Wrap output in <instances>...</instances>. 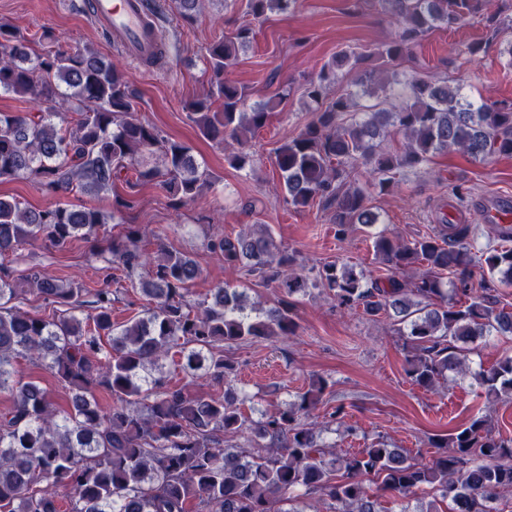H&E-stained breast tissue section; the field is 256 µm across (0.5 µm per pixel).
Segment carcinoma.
<instances>
[{
    "instance_id": "obj_1",
    "label": "carcinoma",
    "mask_w": 512,
    "mask_h": 512,
    "mask_svg": "<svg viewBox=\"0 0 512 512\" xmlns=\"http://www.w3.org/2000/svg\"><path fill=\"white\" fill-rule=\"evenodd\" d=\"M191 22L201 0H176ZM400 27L373 48L342 51L305 88L314 118L276 149L280 184L292 206L315 202L334 209L336 237L355 224L372 228L379 214L367 206L368 189L387 195L397 175L415 171L440 152L475 161L512 156V101L478 103L445 78H399L395 64L413 55L422 38L440 27L483 17L497 31L512 18L486 13L488 0H378ZM296 0H247L255 19L286 13ZM242 28L207 48L210 84L190 118L207 138L231 140L227 156L238 169L253 164L247 144L265 127L273 102L247 108L246 88L227 81L249 43ZM41 54L18 28L0 24V93L28 95L34 112L0 113V179L32 178L54 198L95 196L112 189L126 169L138 182H154L177 205L195 200L213 176L189 146L161 134L137 115L136 97L112 60L87 47L65 48L45 30ZM365 79L330 102L326 83L343 67ZM77 115L71 122L63 113ZM400 135L397 149L386 148ZM367 180H352L357 164ZM103 214L87 204L22 209L0 198V258L40 240L49 249L72 239L98 238ZM146 230L133 226L112 241L114 270L129 282L143 268L149 279L137 291L144 304L120 325L112 323L116 294L106 282L89 288L44 276L22 275L0 265V394L12 405L0 412V512H61L60 489H71L69 512H303L293 493L304 490L312 512H387L384 498L423 493L417 512H504L493 503L512 495V439L496 432L489 414L437 440L440 452L423 463L378 440L340 455L321 431L305 422L327 387L322 378L285 409L257 420L244 415L231 386L224 396L194 397L162 371L171 360L190 382L224 384L233 365L224 346L257 338L291 336L297 324L288 300L268 310L250 306L237 289L220 285L191 300L201 275L196 260L159 247L141 248ZM379 264L391 274L367 280L346 266L325 264L309 276L297 272L293 254L264 225L235 238L217 235L207 247L224 264L242 267L285 295L322 288L341 308L363 307L390 321L405 338L406 374L432 389L451 376H469L488 402L512 399V356L471 371L468 353L492 336H512V305L501 289L512 287V247L474 250L473 228L443 219L439 229L405 240L370 233ZM453 280L445 281V274ZM26 282L29 287L22 288ZM33 293L51 313L21 310ZM42 367L70 393L57 409L45 388L25 381L16 364ZM113 399L99 404L96 392ZM243 434L247 445L227 443ZM446 509H441V505Z\"/></svg>"
}]
</instances>
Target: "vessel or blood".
I'll return each mask as SVG.
<instances>
[{"label": "vessel or blood", "instance_id": "b4317fda", "mask_svg": "<svg viewBox=\"0 0 512 512\" xmlns=\"http://www.w3.org/2000/svg\"><path fill=\"white\" fill-rule=\"evenodd\" d=\"M89 12L95 28L132 61L159 55L160 33L144 0H91Z\"/></svg>", "mask_w": 512, "mask_h": 512}]
</instances>
